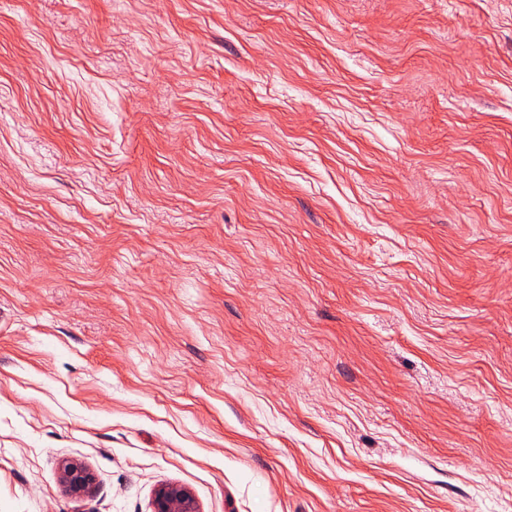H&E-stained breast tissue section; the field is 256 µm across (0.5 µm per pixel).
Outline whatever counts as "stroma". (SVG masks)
I'll list each match as a JSON object with an SVG mask.
<instances>
[{
	"mask_svg": "<svg viewBox=\"0 0 512 512\" xmlns=\"http://www.w3.org/2000/svg\"><path fill=\"white\" fill-rule=\"evenodd\" d=\"M164 483L512 512V0H0V512ZM60 481L72 494L88 493L93 485V474L81 463L65 461L60 467Z\"/></svg>",
	"mask_w": 512,
	"mask_h": 512,
	"instance_id": "stroma-1",
	"label": "stroma"
}]
</instances>
